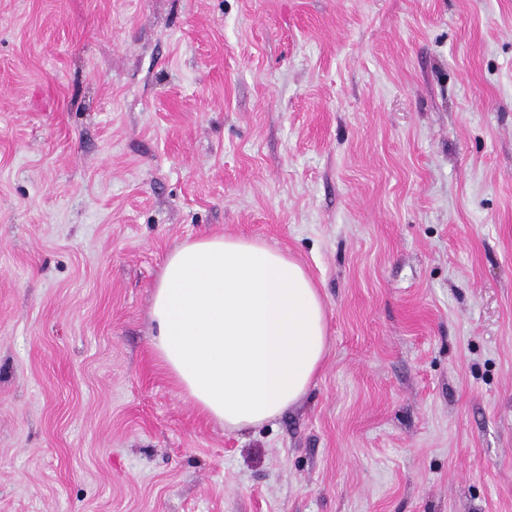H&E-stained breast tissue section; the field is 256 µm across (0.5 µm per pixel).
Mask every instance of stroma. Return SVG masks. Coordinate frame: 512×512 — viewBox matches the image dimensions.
<instances>
[{
    "label": "stroma",
    "mask_w": 512,
    "mask_h": 512,
    "mask_svg": "<svg viewBox=\"0 0 512 512\" xmlns=\"http://www.w3.org/2000/svg\"><path fill=\"white\" fill-rule=\"evenodd\" d=\"M221 234L329 320L240 432L151 347ZM0 512H512V0H0Z\"/></svg>",
    "instance_id": "stroma-1"
}]
</instances>
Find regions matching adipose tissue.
Wrapping results in <instances>:
<instances>
[{
  "label": "adipose tissue",
  "instance_id": "ef3b65f1",
  "mask_svg": "<svg viewBox=\"0 0 512 512\" xmlns=\"http://www.w3.org/2000/svg\"><path fill=\"white\" fill-rule=\"evenodd\" d=\"M150 319L155 357L228 431L278 419L314 385L329 349L315 282L287 253L244 235L170 252Z\"/></svg>",
  "mask_w": 512,
  "mask_h": 512
}]
</instances>
